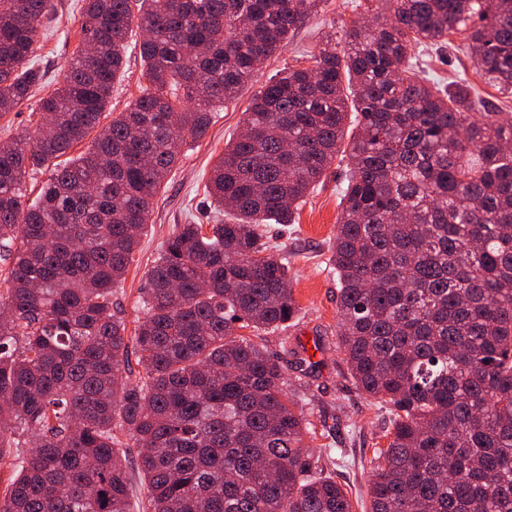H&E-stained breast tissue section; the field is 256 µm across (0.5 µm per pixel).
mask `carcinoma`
<instances>
[{
	"mask_svg": "<svg viewBox=\"0 0 512 512\" xmlns=\"http://www.w3.org/2000/svg\"><path fill=\"white\" fill-rule=\"evenodd\" d=\"M379 2L345 28L346 50L328 36L253 96L208 184L226 220L177 225L129 337L112 295L159 191L320 0H84L81 46L34 131L0 143V458L16 434L35 439L0 512H130L132 446L142 512H352L279 365L239 333L295 314L265 225L295 223L341 151L338 348L393 414L370 512H512V121L413 62L461 33L486 83L512 94V0ZM53 11L0 0V117L42 84L30 57ZM134 24L147 86L103 125ZM37 169L50 175L31 200Z\"/></svg>",
	"mask_w": 512,
	"mask_h": 512,
	"instance_id": "cac0c4a2",
	"label": "carcinoma"
}]
</instances>
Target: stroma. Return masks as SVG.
Instances as JSON below:
<instances>
[{
  "instance_id": "stroma-1",
  "label": "stroma",
  "mask_w": 512,
  "mask_h": 512,
  "mask_svg": "<svg viewBox=\"0 0 512 512\" xmlns=\"http://www.w3.org/2000/svg\"><path fill=\"white\" fill-rule=\"evenodd\" d=\"M56 13L45 23L41 47L31 63L44 74L41 89L20 107L0 117V142L13 139L37 121V103L44 93L58 87L64 66L80 43L82 0H54ZM375 0H322L317 14L290 35L285 50L258 65L239 95L211 114L206 134L192 143L159 192L145 233L124 281L112 297L127 329H134L145 311L140 302L147 286V272L166 240L180 224L203 223L210 213L206 185L215 159L242 126L255 93L288 68L301 66L303 52L315 47L331 25H343L375 7ZM128 40L125 65L112 90L109 110L124 111L146 84L144 64L137 43ZM422 70L443 84L464 79L481 99L494 104L502 119H512V96L501 95L480 77L470 55L449 51L439 57L424 52ZM346 165L336 162L302 205L295 224L268 227L288 260V275L299 314L286 330L264 336L267 354L283 369L287 392L297 401L315 431L311 452L325 473L347 493L353 512H370L369 474L377 449L387 447L391 415L357 387L337 346L336 276L327 265L328 246L336 235L340 213L339 188Z\"/></svg>"
}]
</instances>
